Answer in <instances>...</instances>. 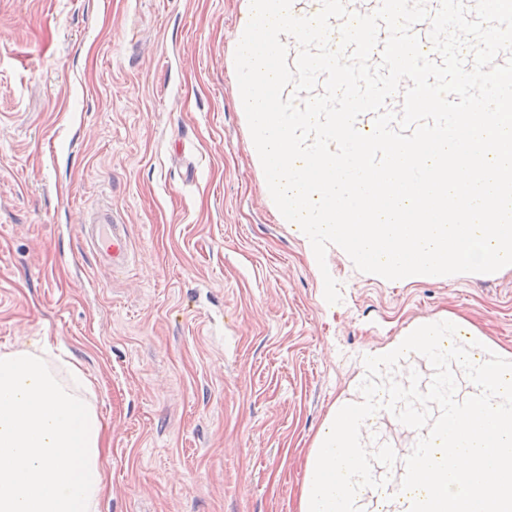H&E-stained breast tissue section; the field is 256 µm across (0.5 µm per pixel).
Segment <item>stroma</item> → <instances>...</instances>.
Returning <instances> with one entry per match:
<instances>
[{"label": "stroma", "mask_w": 512, "mask_h": 512, "mask_svg": "<svg viewBox=\"0 0 512 512\" xmlns=\"http://www.w3.org/2000/svg\"><path fill=\"white\" fill-rule=\"evenodd\" d=\"M244 0H0V350L93 382L100 512H300L359 360L422 320L512 354V267L392 283L331 251L328 305L257 167ZM111 211L121 279L81 224Z\"/></svg>", "instance_id": "35a3bbf8"}]
</instances>
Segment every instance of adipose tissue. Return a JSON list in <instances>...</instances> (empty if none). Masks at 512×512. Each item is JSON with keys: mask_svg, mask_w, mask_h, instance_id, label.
Listing matches in <instances>:
<instances>
[{"mask_svg": "<svg viewBox=\"0 0 512 512\" xmlns=\"http://www.w3.org/2000/svg\"><path fill=\"white\" fill-rule=\"evenodd\" d=\"M458 325L440 318L360 361L378 383L364 395L368 414L342 402L308 454L301 512H512V356L490 353L478 338L457 340ZM424 357L443 365L430 382L424 421L401 420L413 438L390 491H368L363 460L375 459L362 433L382 416L375 394L393 388L382 374Z\"/></svg>", "mask_w": 512, "mask_h": 512, "instance_id": "obj_1", "label": "adipose tissue"}]
</instances>
